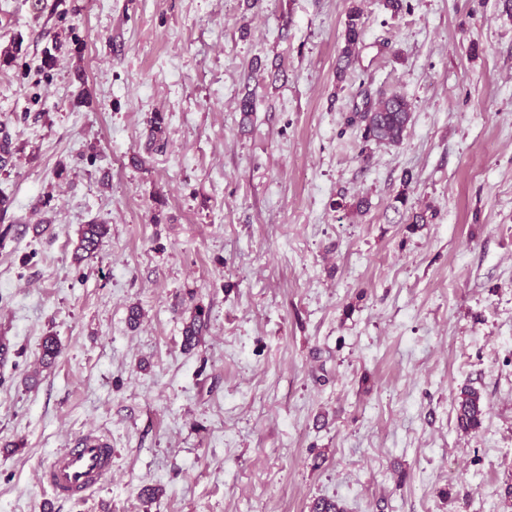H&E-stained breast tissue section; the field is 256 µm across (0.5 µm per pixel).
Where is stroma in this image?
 Returning <instances> with one entry per match:
<instances>
[{"label":"stroma","instance_id":"stroma-1","mask_svg":"<svg viewBox=\"0 0 512 512\" xmlns=\"http://www.w3.org/2000/svg\"><path fill=\"white\" fill-rule=\"evenodd\" d=\"M350 5L0 0V512H512V0H363L342 77ZM86 434L112 473L56 500ZM354 0L349 8L343 34V46L337 59V73L343 76L357 59V47L362 38L360 6ZM411 120V107L397 94L381 99L374 107L369 106L359 115L363 124L364 141L398 144ZM108 233L107 224H87L84 225L78 246L76 248L75 259L80 262L92 257L99 249L102 239ZM205 324V314L200 307H196L184 327V348L193 350L200 341V335ZM456 419L460 430L475 431L482 425L484 405L478 389L468 386L461 390L456 405ZM112 471V448L104 441L84 435L51 458L42 479L57 497H82L100 485Z\"/></svg>","mask_w":512,"mask_h":512}]
</instances>
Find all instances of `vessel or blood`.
<instances>
[{"instance_id": "obj_1", "label": "vessel or blood", "mask_w": 512, "mask_h": 512, "mask_svg": "<svg viewBox=\"0 0 512 512\" xmlns=\"http://www.w3.org/2000/svg\"><path fill=\"white\" fill-rule=\"evenodd\" d=\"M111 470V447L94 436L84 435L52 456L42 479L56 496L74 499L99 486Z\"/></svg>"}]
</instances>
